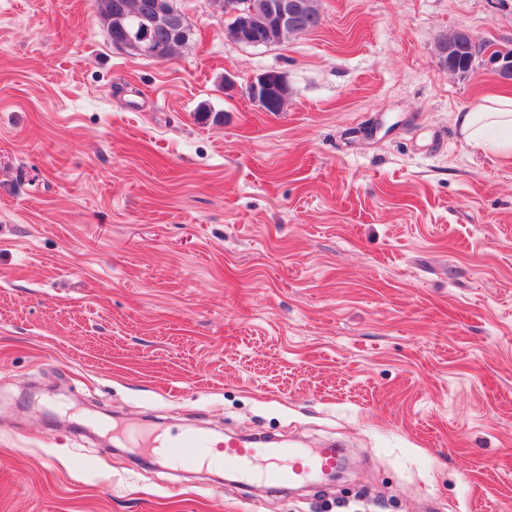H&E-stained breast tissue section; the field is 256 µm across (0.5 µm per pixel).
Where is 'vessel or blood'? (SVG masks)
<instances>
[{
	"instance_id": "b4317fda",
	"label": "vessel or blood",
	"mask_w": 512,
	"mask_h": 512,
	"mask_svg": "<svg viewBox=\"0 0 512 512\" xmlns=\"http://www.w3.org/2000/svg\"><path fill=\"white\" fill-rule=\"evenodd\" d=\"M206 437L189 433L176 439L149 438L143 443L151 454L178 462L187 468L208 465ZM225 466L230 467L243 482L267 486L304 484L334 470L338 454L333 448H282L273 443L262 445L250 441L228 439L219 446Z\"/></svg>"
}]
</instances>
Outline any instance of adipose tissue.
<instances>
[{
    "instance_id": "1",
    "label": "adipose tissue",
    "mask_w": 512,
    "mask_h": 512,
    "mask_svg": "<svg viewBox=\"0 0 512 512\" xmlns=\"http://www.w3.org/2000/svg\"><path fill=\"white\" fill-rule=\"evenodd\" d=\"M454 124L463 138L476 146L484 145L489 131L501 132L497 152L512 158V95L486 97L477 106L456 113Z\"/></svg>"
}]
</instances>
